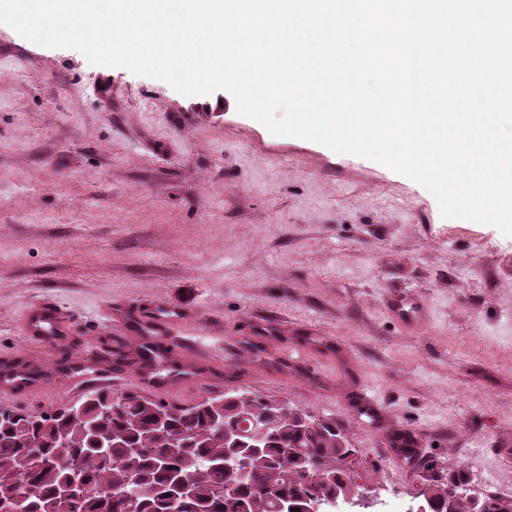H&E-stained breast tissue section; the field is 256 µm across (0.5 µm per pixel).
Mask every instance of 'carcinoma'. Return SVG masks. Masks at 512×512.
I'll list each match as a JSON object with an SVG mask.
<instances>
[{"label":"carcinoma","mask_w":512,"mask_h":512,"mask_svg":"<svg viewBox=\"0 0 512 512\" xmlns=\"http://www.w3.org/2000/svg\"><path fill=\"white\" fill-rule=\"evenodd\" d=\"M110 391H94L82 412L0 409V496L25 495L30 512H58L59 492L77 471L94 493L75 512H118L112 488L128 474L138 476L136 499L140 512H167L173 482L183 477L193 496L178 512H281V504L303 508L314 494L323 501L353 493L344 460L353 449L328 419L311 418L286 402L267 401L248 393L208 397L186 407L145 397L136 389L120 394L118 410L102 412ZM167 428L156 429L157 413ZM262 418L270 427L259 442L250 480L241 486L224 469V435L213 420L224 421L228 432H246L249 418ZM97 435L112 444L109 454L94 449L90 422ZM40 449V457L23 463L25 450ZM316 473L320 482L303 479ZM448 484H432L423 492L426 512H507L510 502L475 497L462 476Z\"/></svg>","instance_id":"obj_1"}]
</instances>
